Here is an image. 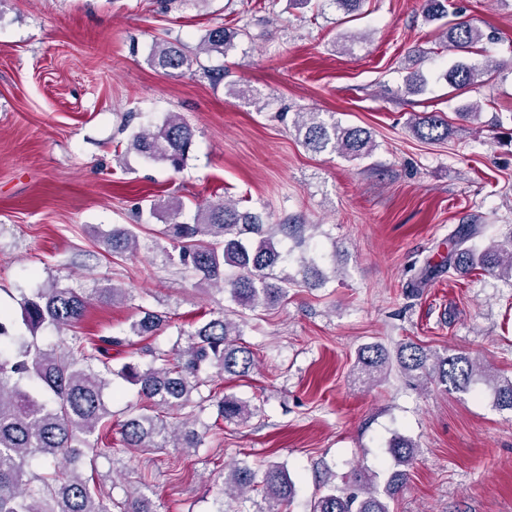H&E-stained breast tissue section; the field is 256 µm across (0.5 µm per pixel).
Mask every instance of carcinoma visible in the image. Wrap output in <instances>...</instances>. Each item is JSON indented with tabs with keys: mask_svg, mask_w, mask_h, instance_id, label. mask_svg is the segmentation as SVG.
<instances>
[{
	"mask_svg": "<svg viewBox=\"0 0 512 512\" xmlns=\"http://www.w3.org/2000/svg\"><path fill=\"white\" fill-rule=\"evenodd\" d=\"M241 35L240 29L222 26L210 30L195 49L177 41L156 42L150 62L165 74L196 63L203 76L220 82L224 70L201 64L200 55L222 56ZM482 38V31L464 20L448 28L443 45L459 50ZM445 77L457 90L481 83V72L461 61L453 63ZM295 127L303 146L316 153L328 150L358 159L371 155L376 147L369 130L328 123L318 112L298 113ZM410 128L428 142L445 141L451 132L448 120L437 112L413 115ZM193 137L192 128L171 112L160 125L142 127L133 134L129 149L178 171L186 163ZM303 228L302 224H266L260 214L242 211L237 202L226 199L198 206L194 223L169 224L165 235L177 244V254L170 260L214 289L229 292L237 306L233 314L242 318L247 311L274 307L287 298L288 285L294 280L277 270L284 254L276 234L297 238ZM481 233L479 224L455 230L449 237L446 268L460 274L480 268L512 281V236L493 240L480 250L468 245ZM102 244L117 258L134 257L140 249L138 234L127 225H112L102 235ZM89 300L82 288L53 284L39 289L21 303L27 337L12 333L9 316L0 313V512H112L111 499L90 487L81 465L92 464L103 454L90 437L111 417L106 394L114 376L137 386L149 401L120 423L128 448H166L171 443L176 448L201 447L208 429L196 428L197 413L205 410L206 402L216 406L217 416L228 423L243 424L254 415L246 402L234 395L220 396L208 387L213 372L245 376L256 366L251 350L239 344V323L228 314L221 312L191 331L179 330L178 336H188V346L174 352V360L168 353L153 351L150 362H128L116 370L104 360L108 347L129 343L133 336L154 335L168 316L145 311L125 334L101 336L95 343L73 334ZM43 327L63 336L61 343L39 345L38 331ZM394 366L422 385L467 392L482 382L495 391L499 406L512 409V379L499 380L466 354L427 349L413 342L400 344L393 357L378 344L360 347L355 376L361 384L371 385ZM203 387L208 388L206 396L201 395ZM170 413L183 420H167ZM416 448L404 437L390 441L388 451L400 469L388 478L385 497L372 489V478L358 472L351 489L330 488L316 495L310 512H391L388 498L401 487L404 468L413 464ZM256 490L262 503L255 512H288L296 495L294 481L279 463L259 470L239 461L224 477V494L234 501ZM121 512H153L151 500L135 489L127 494Z\"/></svg>",
	"mask_w": 512,
	"mask_h": 512,
	"instance_id": "obj_1",
	"label": "carcinoma"
}]
</instances>
